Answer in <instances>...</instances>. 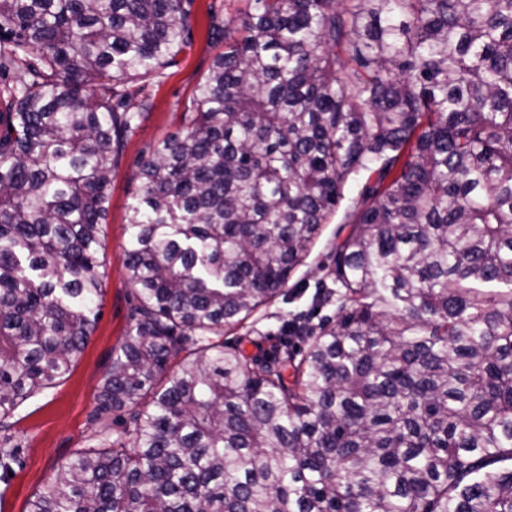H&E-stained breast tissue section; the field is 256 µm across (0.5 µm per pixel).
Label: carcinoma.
I'll use <instances>...</instances> for the list:
<instances>
[{"mask_svg":"<svg viewBox=\"0 0 512 512\" xmlns=\"http://www.w3.org/2000/svg\"><path fill=\"white\" fill-rule=\"evenodd\" d=\"M182 130L140 165L137 304L98 395L117 437L28 512H512V0H250ZM183 0H0V431L72 371L134 80L190 46ZM354 177L332 320L224 345ZM292 369V378L285 376ZM0 441V481L23 468Z\"/></svg>","mask_w":512,"mask_h":512,"instance_id":"obj_1","label":"carcinoma"}]
</instances>
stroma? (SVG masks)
<instances>
[{
    "label": "stroma",
    "instance_id": "1",
    "mask_svg": "<svg viewBox=\"0 0 512 512\" xmlns=\"http://www.w3.org/2000/svg\"><path fill=\"white\" fill-rule=\"evenodd\" d=\"M244 5L245 0H192L190 48L178 55L177 65L166 69L163 78L144 82L153 107L126 141L112 175L110 206L103 226L100 318L70 375L16 412L10 433L14 441L22 444L25 462L0 495V512H27L29 501L75 450L99 445L101 441V426L94 419L97 395L112 363V354L131 323L135 303L136 290L125 268V248L128 208L140 191V164L159 140L181 130L184 111L191 104L196 86L209 71L216 53L207 42L210 12L233 16ZM349 230V225L337 217L322 225L308 256L291 272L283 295L262 307L242 326L225 330V342H240L250 355L261 348L271 353L280 346L285 322L304 321L315 326L333 317L335 306L317 305L313 296L327 278L336 243Z\"/></svg>",
    "mask_w": 512,
    "mask_h": 512
}]
</instances>
